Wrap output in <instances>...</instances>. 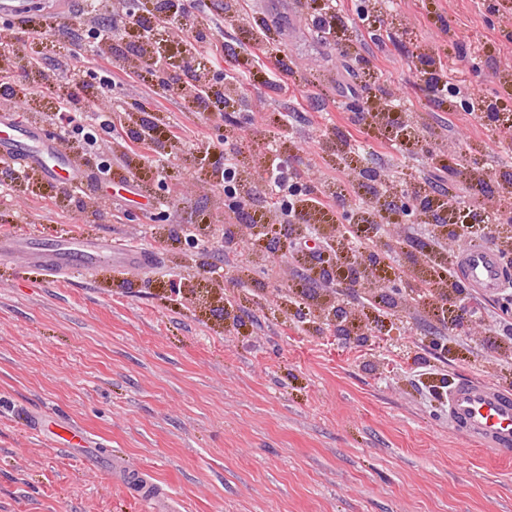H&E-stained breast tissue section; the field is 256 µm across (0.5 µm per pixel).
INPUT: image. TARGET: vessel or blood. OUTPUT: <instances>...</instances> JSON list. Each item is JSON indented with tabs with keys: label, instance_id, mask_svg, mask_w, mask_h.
<instances>
[{
	"label": "vessel or blood",
	"instance_id": "obj_1",
	"mask_svg": "<svg viewBox=\"0 0 512 512\" xmlns=\"http://www.w3.org/2000/svg\"><path fill=\"white\" fill-rule=\"evenodd\" d=\"M0 157L37 170L64 186L74 182V166L61 141L47 137L40 126L21 124L1 115ZM22 246L51 275L72 266L86 270L101 265L140 267L150 259L149 253L138 245L108 238L86 243L73 237L54 244L30 238ZM455 272L483 295L498 294L506 286L498 251L480 238L469 239L460 247ZM446 402L449 421L470 442L512 455V392L465 376L449 387Z\"/></svg>",
	"mask_w": 512,
	"mask_h": 512
}]
</instances>
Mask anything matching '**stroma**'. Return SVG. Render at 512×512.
Masks as SVG:
<instances>
[{"instance_id":"obj_1","label":"stroma","mask_w":512,"mask_h":512,"mask_svg":"<svg viewBox=\"0 0 512 512\" xmlns=\"http://www.w3.org/2000/svg\"><path fill=\"white\" fill-rule=\"evenodd\" d=\"M196 0L183 30L167 31L155 54L191 46V65L231 69L226 52L279 50L277 83L227 92L223 115L141 76L116 34L102 47L120 78L112 117L156 113L179 125L163 175L138 159L112 166L113 185H90L98 159L66 151L84 189L69 194L42 174L16 183L0 173V227L50 243L68 235L133 241L155 259L137 268L99 266L47 276L24 253L0 256V512H154L131 475L156 484L179 512H512V458L475 449L448 426L446 394L469 375L512 389V341L487 322L512 310V296L468 291L478 319L451 335L439 310L408 297L374 308L363 289L325 287L322 262L281 237L273 254L248 238L224 245L225 198L214 172L225 149L248 172L267 143L304 184H354V214L375 213L368 183L339 149L367 107L398 103L414 153L386 141L375 159L384 193L426 189L434 204L461 195L464 175L512 173V149L488 152L502 131L427 88L417 58L441 59L453 83L489 98L512 95V0H344L336 38L313 27L306 0ZM136 0H24L0 18V39L32 50L10 68L15 89L48 79L23 122L60 133L53 99L87 66L82 38ZM368 10L374 25L356 22ZM211 27L224 53L193 42ZM314 103L299 108L300 97ZM286 114L287 124L276 123ZM207 126L209 142L197 139ZM456 155L459 174L434 163ZM353 313L350 336L324 329L320 308ZM385 336L360 342L372 321Z\"/></svg>"}]
</instances>
